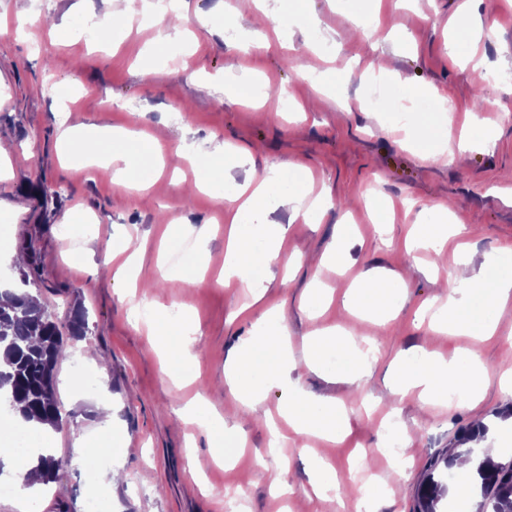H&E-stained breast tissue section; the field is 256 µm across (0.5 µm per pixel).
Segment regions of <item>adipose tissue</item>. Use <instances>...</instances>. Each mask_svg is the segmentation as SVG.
<instances>
[{
    "instance_id": "adipose-tissue-1",
    "label": "adipose tissue",
    "mask_w": 512,
    "mask_h": 512,
    "mask_svg": "<svg viewBox=\"0 0 512 512\" xmlns=\"http://www.w3.org/2000/svg\"><path fill=\"white\" fill-rule=\"evenodd\" d=\"M158 155L156 142L140 131L116 129L112 132V150L104 163L111 166L113 180L125 178L133 168L137 154ZM274 171L253 177L254 188L246 199L231 197L235 207V229H232L224 256V279L239 287H252L251 268L256 257V242L264 240L267 261L279 257L284 227H277L253 236L238 228L244 217H256L265 209L268 188ZM464 224H421L407 242L408 255L420 250L441 251L449 237L469 234ZM470 262L462 254L448 271L441 297L445 312L439 318V331L452 336L482 339L496 332L501 306L512 300V277L486 275L479 278L464 276L462 270ZM408 291L407 282L398 275L385 276L364 273L358 287L344 296L343 306L369 323L368 331L360 335L342 330H314L301 341L302 356L294 358L286 318V305L268 311L265 322L256 336L244 343L227 361L226 381L238 402L253 409L260 405L269 391L277 385L285 371L302 366L309 370H331L337 377L356 382L371 375L376 358L378 338L375 325L388 319L395 304ZM155 344L162 357L163 370L177 377L186 363L197 362L196 347L201 341L199 326L190 318L175 320L157 318L150 325ZM487 369L477 351L467 348L457 351L451 359L437 353H421L417 361L405 362L388 375L389 390L405 395L415 390L423 405H430L448 391H456L459 403L477 404ZM280 414L293 431L314 435L330 444L340 443L348 432L347 411L342 402L291 394Z\"/></svg>"
}]
</instances>
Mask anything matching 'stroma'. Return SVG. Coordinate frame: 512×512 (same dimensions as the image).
I'll use <instances>...</instances> for the list:
<instances>
[{
    "label": "stroma",
    "instance_id": "1",
    "mask_svg": "<svg viewBox=\"0 0 512 512\" xmlns=\"http://www.w3.org/2000/svg\"><path fill=\"white\" fill-rule=\"evenodd\" d=\"M8 2L11 32L0 37V128L11 132L0 143V160L6 164L0 175V225L7 231L0 240V286H19L12 253L28 241L42 271L32 292L62 323L68 320L70 303H79L89 330L68 347L57 366V397L64 415L53 435L52 452L61 462L58 477L33 491L26 508L18 507L16 497L0 498V512H51L57 506L84 512L86 498L110 479L116 465L122 478L114 483L104 512H227L228 486L246 491L243 512H280L285 506L290 512H320L300 451L310 444L338 473L339 499L331 503L330 512H358L361 478L351 471L357 448L367 451L379 512H413L431 456L456 447L461 428L477 419L490 434L486 451L496 452L500 462L512 461V394L502 388L497 371L502 360L512 359V301L501 313L495 338L479 345L489 374L475 408L447 403L421 409L417 393L391 396L387 377L402 356L422 348L430 346L449 357L471 345L467 337L431 336L427 323L420 321V306L441 294L454 256L449 251L422 252L409 259L403 243L411 225L439 223L441 205L451 204L453 223L473 229V273L512 274V81L488 76L492 70L512 71V14L502 10V0H480L477 7L481 19L498 29L491 42L459 39L449 29L460 0H268L269 8L285 20L278 31L267 24L255 0H228L235 15L230 25L218 0H189L191 12L210 14V29L188 22L194 41L177 39L163 46L157 43L158 28L148 22L102 27V19L110 15L109 0ZM377 11L384 17L396 14L399 35L390 34L386 20L371 23ZM36 13L45 17V24H30ZM430 14L435 17L431 23L426 20ZM81 21L92 24V38L76 33ZM61 26L71 29L70 37L57 38ZM308 46L324 58L316 83L297 72L299 52ZM374 49L394 72L383 82L388 97L416 103L429 118L426 125L400 128L387 110L362 105L368 84L360 75ZM187 53L201 77L216 83V90L199 92L179 71V58ZM148 57L158 68L156 75L141 67ZM230 72L242 82L271 87V94L249 105L229 101L220 85ZM51 83L77 90L69 115H62L61 101L49 95ZM478 97L491 107L485 119L494 140L485 143L484 130H471L466 162L449 161L440 153L439 103L450 104L454 125L460 128ZM66 124H106L151 135L162 147V163L144 159L130 173L131 179L150 181V188L134 193L113 180L111 170L78 167L88 143L63 138ZM412 139L434 153V160H422L408 145ZM213 140L232 149L258 143L262 151L251 162L220 161L211 190H194L198 170L178 154L208 147ZM269 166L279 170L271 197L296 189L308 172L314 177L313 195L326 197L328 210L317 222L305 224L291 221L282 208L267 206L263 221L287 225L288 233L280 262L255 260L251 277L264 297L244 314L240 308L245 295L225 286L223 267L215 261L225 251L231 214L213 194H237L252 173ZM36 181L47 189L40 201L28 194L29 184ZM361 194L392 208L391 247L377 244L365 204H352V197ZM74 218L92 224L93 230L69 242L60 227ZM205 224L212 235L197 256L203 272L198 285L185 290L177 270L161 278V240L178 247L191 243L195 228ZM345 225L356 245L343 270L310 265V258L324 254ZM125 237L146 244L135 269V297L148 299L173 317L192 315L200 324V366L181 379L164 374L153 342L130 312L135 297H128L125 283L112 279L107 254L113 242ZM293 254L301 255L304 263L290 271L284 260ZM372 269L403 275L408 294L379 337V362L371 376L357 385L321 371L298 377L305 391L345 404L349 432L334 447L291 436L283 449L290 467L281 471L269 452L267 429L230 393L224 363L257 331L266 308L283 299L293 340L318 328L360 329L361 320L344 311L341 298ZM315 278L333 288L336 298L313 321L301 311L300 301ZM87 346L107 359L106 374L82 363ZM198 397L206 398L223 418V436L182 416V408ZM100 400L113 406L112 460L76 462L77 440L99 427L95 404ZM391 414L405 439L408 467L401 476L386 464L382 449L381 421ZM226 438L247 442L245 453L232 465H212L202 475L190 468L189 451L208 455ZM279 476L294 489L289 500L275 498L271 490Z\"/></svg>",
    "mask_w": 512,
    "mask_h": 512
}]
</instances>
